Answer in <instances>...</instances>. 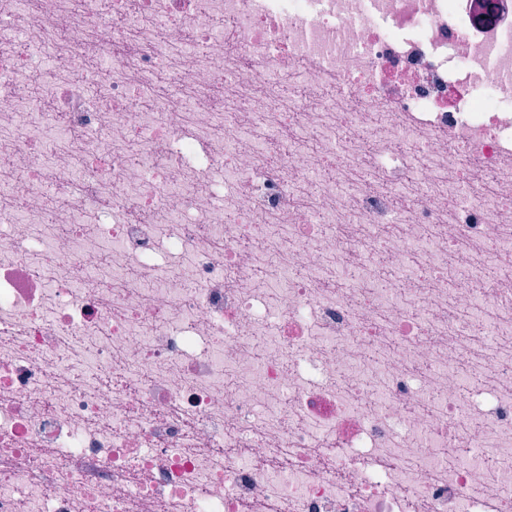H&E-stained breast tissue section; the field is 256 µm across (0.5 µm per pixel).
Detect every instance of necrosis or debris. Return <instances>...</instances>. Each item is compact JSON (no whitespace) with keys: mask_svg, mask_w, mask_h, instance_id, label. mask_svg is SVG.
Returning a JSON list of instances; mask_svg holds the SVG:
<instances>
[{"mask_svg":"<svg viewBox=\"0 0 512 512\" xmlns=\"http://www.w3.org/2000/svg\"><path fill=\"white\" fill-rule=\"evenodd\" d=\"M0 512H512V0H0Z\"/></svg>","mask_w":512,"mask_h":512,"instance_id":"4bbe7bcc","label":"necrosis or debris"}]
</instances>
